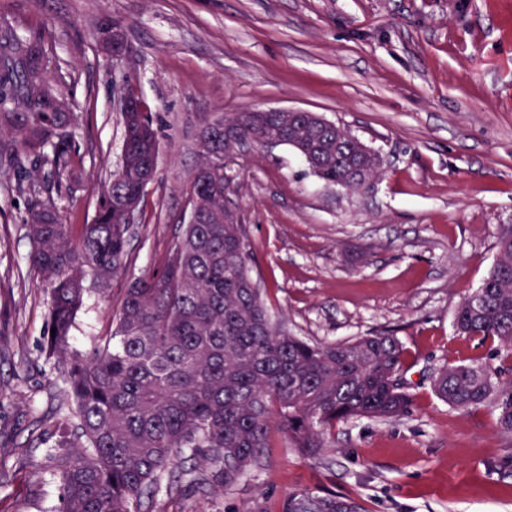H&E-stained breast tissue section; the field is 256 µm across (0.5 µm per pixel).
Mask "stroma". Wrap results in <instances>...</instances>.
Wrapping results in <instances>:
<instances>
[{
  "mask_svg": "<svg viewBox=\"0 0 512 512\" xmlns=\"http://www.w3.org/2000/svg\"><path fill=\"white\" fill-rule=\"evenodd\" d=\"M122 23L124 61L100 48L101 21ZM19 35H53L48 76L80 115L76 180L54 197L68 224L89 221L118 166L117 101L132 84L160 138L128 272L160 270L187 210L204 121L279 107L308 110L378 151L368 189L325 185L292 148L227 158L251 274L291 333L341 342L397 336L413 397L397 419L337 423L336 450L313 459L275 434L260 468L223 497L160 496L155 512H241L308 488L365 512H512V436L486 408L462 413L432 390L445 366L496 362L492 340L458 335V306L487 275L512 225V0H0ZM0 170V512H56L40 473L63 398L42 351L49 295L28 261V200ZM126 281L89 293L71 332L88 355L112 334Z\"/></svg>",
  "mask_w": 512,
  "mask_h": 512,
  "instance_id": "35a3bbf8",
  "label": "stroma"
}]
</instances>
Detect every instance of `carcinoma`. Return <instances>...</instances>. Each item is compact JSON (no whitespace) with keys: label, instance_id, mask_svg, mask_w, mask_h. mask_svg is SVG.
I'll return each instance as SVG.
<instances>
[{"label":"carcinoma","instance_id":"cac0c4a2","mask_svg":"<svg viewBox=\"0 0 512 512\" xmlns=\"http://www.w3.org/2000/svg\"><path fill=\"white\" fill-rule=\"evenodd\" d=\"M52 34L17 36L0 26V168L25 172L15 190L25 217L31 266L50 284L43 351L66 356L92 276L107 292L125 272L132 225L123 205L140 204L141 169L153 162L158 132L144 100L146 130L123 121L125 164L99 192L91 222H63L51 196L73 169L77 113L47 80ZM237 141L277 136L312 152L310 168L329 186L352 191L381 175V157L338 125L282 112H235L198 134L201 162L187 191L199 224H183L163 267L130 280L111 340L67 365V432L43 468L59 483L57 512H147L160 493L216 498L253 468L272 431L309 457L335 448L336 423L403 416L411 395L393 383L403 347L387 332L345 342H309L288 332L253 285L238 213L224 217V133ZM461 336L497 342L501 363L471 359L441 370L435 394L448 406L493 411L512 434V225L504 226L488 276L458 307ZM56 332H51V329ZM279 512H361L353 499L288 493Z\"/></svg>","mask_w":512,"mask_h":512}]
</instances>
